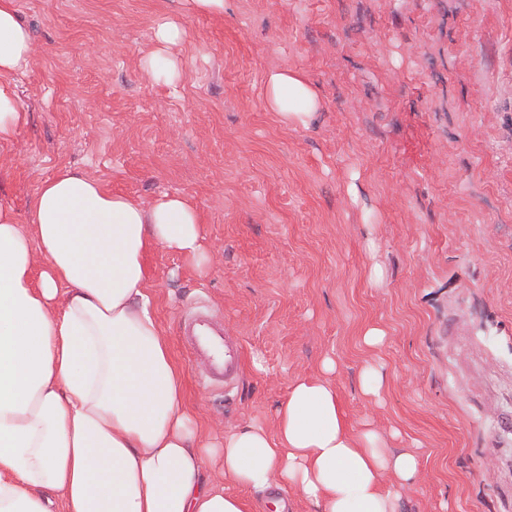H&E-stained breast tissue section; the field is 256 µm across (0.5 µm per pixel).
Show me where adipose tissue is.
I'll return each instance as SVG.
<instances>
[{
	"label": "adipose tissue",
	"instance_id": "obj_1",
	"mask_svg": "<svg viewBox=\"0 0 512 512\" xmlns=\"http://www.w3.org/2000/svg\"><path fill=\"white\" fill-rule=\"evenodd\" d=\"M184 33L156 27L147 77L176 83L169 48ZM33 50L17 0H0V150L27 122L16 80ZM266 105L295 127L319 100L283 69L267 79ZM157 250L201 272L213 261L182 195L146 202L63 169L39 183L22 223L0 181V512H255L251 490L266 512H288L291 488L316 512H401L419 458L352 427L332 358L294 380L272 428L218 442L197 426L154 312Z\"/></svg>",
	"mask_w": 512,
	"mask_h": 512
}]
</instances>
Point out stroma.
Wrapping results in <instances>:
<instances>
[{"mask_svg":"<svg viewBox=\"0 0 512 512\" xmlns=\"http://www.w3.org/2000/svg\"><path fill=\"white\" fill-rule=\"evenodd\" d=\"M17 4L36 54L0 176L20 218L65 168L200 212L207 275L149 257L199 425L271 426L329 356L353 425L420 458L403 512H512V0H225L220 18L184 0ZM166 18L186 29L175 88L142 71ZM283 68L317 92L308 126L265 106ZM199 313L240 352L231 381L185 334ZM371 327L382 346L363 344Z\"/></svg>","mask_w":512,"mask_h":512,"instance_id":"1","label":"stroma"}]
</instances>
